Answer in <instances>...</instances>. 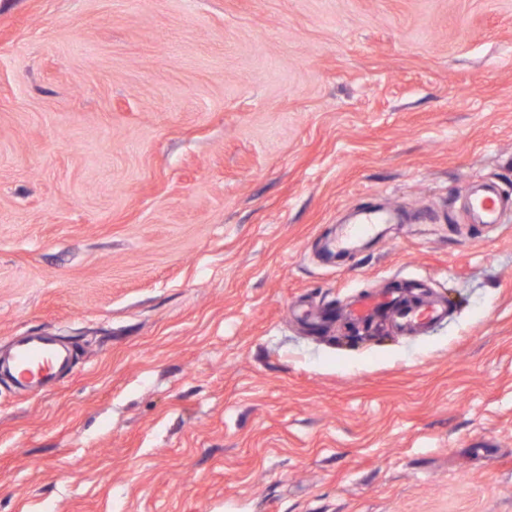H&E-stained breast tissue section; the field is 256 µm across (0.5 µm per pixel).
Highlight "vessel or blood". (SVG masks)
Here are the masks:
<instances>
[{"mask_svg":"<svg viewBox=\"0 0 512 512\" xmlns=\"http://www.w3.org/2000/svg\"><path fill=\"white\" fill-rule=\"evenodd\" d=\"M469 207L484 224H501L502 203L495 191L488 190L472 196ZM394 211L363 208L358 221L346 225L337 240L338 249H346L353 240L372 236L378 225L395 223ZM386 300L376 295L358 296L348 309V317L354 322H368L385 305ZM442 309L429 303L397 307L394 321L404 332H413L440 319ZM69 365L68 355L59 348L55 337L46 333L29 334L16 339L8 360H0V371L6 372L13 382L23 388L50 386Z\"/></svg>","mask_w":512,"mask_h":512,"instance_id":"1","label":"vessel or blood"}]
</instances>
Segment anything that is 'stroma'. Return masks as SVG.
Listing matches in <instances>:
<instances>
[{
    "label": "stroma",
    "mask_w": 512,
    "mask_h": 512,
    "mask_svg": "<svg viewBox=\"0 0 512 512\" xmlns=\"http://www.w3.org/2000/svg\"><path fill=\"white\" fill-rule=\"evenodd\" d=\"M512 0H0V512H512ZM364 207L408 215L325 248ZM429 292L403 336L304 320ZM469 207L480 218L481 224H502V203L495 191L487 190L472 196L469 199ZM443 310L434 304L400 306L396 308L394 321L403 332H413L429 326L440 319ZM68 365L69 357L59 348L55 336L27 334L16 339L7 362L0 360V371L19 387H48Z\"/></svg>",
    "instance_id": "1"
}]
</instances>
